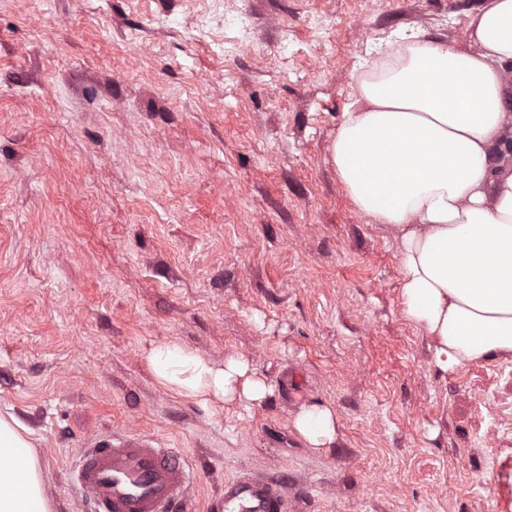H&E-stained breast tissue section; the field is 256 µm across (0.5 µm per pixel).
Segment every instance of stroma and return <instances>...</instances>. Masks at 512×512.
Here are the masks:
<instances>
[{
  "mask_svg": "<svg viewBox=\"0 0 512 512\" xmlns=\"http://www.w3.org/2000/svg\"><path fill=\"white\" fill-rule=\"evenodd\" d=\"M477 4L0 0V414L54 512H84L65 468L113 430L187 452L191 512L249 473L299 481L287 512H512V360L431 365L394 237L329 159L361 65L461 38ZM166 342L274 392L183 398L145 361ZM314 401L335 447L293 430ZM293 428L308 448H332L338 440V420L330 404L301 406L293 419Z\"/></svg>",
  "mask_w": 512,
  "mask_h": 512,
  "instance_id": "obj_1",
  "label": "stroma"
}]
</instances>
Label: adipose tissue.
<instances>
[{"mask_svg":"<svg viewBox=\"0 0 512 512\" xmlns=\"http://www.w3.org/2000/svg\"><path fill=\"white\" fill-rule=\"evenodd\" d=\"M512 0H479L461 39L397 36L356 77L330 157L344 193L398 243L404 319L456 372L512 356ZM159 382L204 403L273 392L242 356L223 365L174 343L150 350ZM311 448L338 440L332 405L301 406ZM0 512H52L27 428L0 416Z\"/></svg>","mask_w":512,"mask_h":512,"instance_id":"1","label":"adipose tissue"}]
</instances>
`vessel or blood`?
Here are the masks:
<instances>
[{
  "instance_id": "vessel-or-blood-1",
  "label": "vessel or blood",
  "mask_w": 512,
  "mask_h": 512,
  "mask_svg": "<svg viewBox=\"0 0 512 512\" xmlns=\"http://www.w3.org/2000/svg\"><path fill=\"white\" fill-rule=\"evenodd\" d=\"M69 484L91 512H180L193 482L184 455L147 435L113 432L80 449ZM290 477L245 475L224 484L223 512H285Z\"/></svg>"
}]
</instances>
